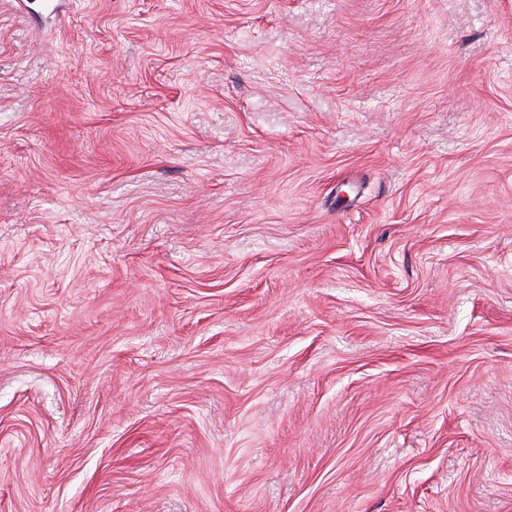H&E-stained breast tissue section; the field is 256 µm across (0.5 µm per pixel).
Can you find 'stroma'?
<instances>
[{"label": "stroma", "mask_w": 512, "mask_h": 512, "mask_svg": "<svg viewBox=\"0 0 512 512\" xmlns=\"http://www.w3.org/2000/svg\"><path fill=\"white\" fill-rule=\"evenodd\" d=\"M0 0V512H512V0Z\"/></svg>", "instance_id": "stroma-1"}]
</instances>
